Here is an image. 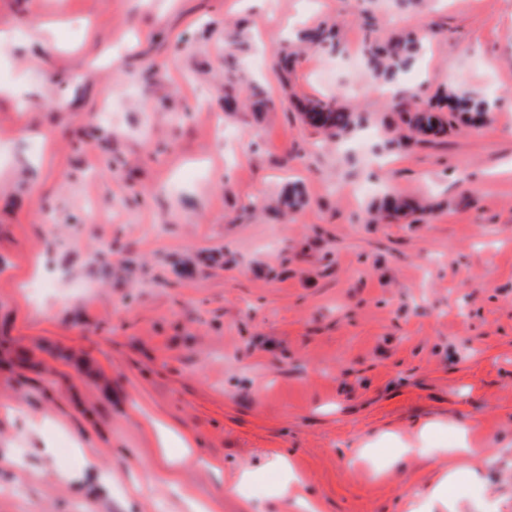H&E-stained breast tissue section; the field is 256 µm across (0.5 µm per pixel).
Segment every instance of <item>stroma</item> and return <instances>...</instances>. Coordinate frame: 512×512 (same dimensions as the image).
<instances>
[{
	"instance_id": "stroma-1",
	"label": "stroma",
	"mask_w": 512,
	"mask_h": 512,
	"mask_svg": "<svg viewBox=\"0 0 512 512\" xmlns=\"http://www.w3.org/2000/svg\"><path fill=\"white\" fill-rule=\"evenodd\" d=\"M228 23L257 117L224 110ZM369 23L490 121L388 153L370 75L308 48L282 88L297 31ZM331 95L369 116L336 141L290 102ZM357 179L430 208L370 223ZM465 435L457 512H512V0H0V512H286L281 456L322 512H411Z\"/></svg>"
}]
</instances>
